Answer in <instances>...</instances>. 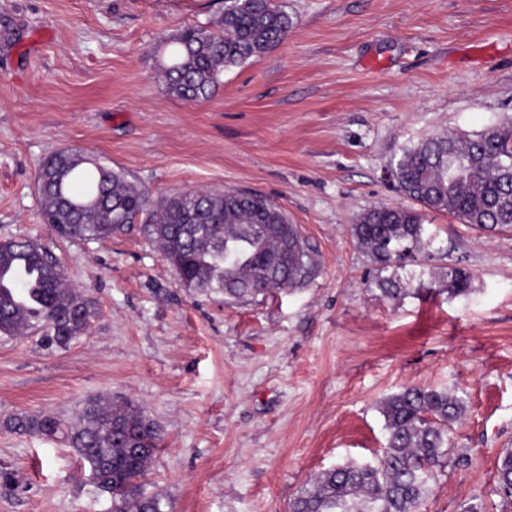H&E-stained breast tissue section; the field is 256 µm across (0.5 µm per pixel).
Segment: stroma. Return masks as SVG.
Segmentation results:
<instances>
[{"mask_svg": "<svg viewBox=\"0 0 512 512\" xmlns=\"http://www.w3.org/2000/svg\"><path fill=\"white\" fill-rule=\"evenodd\" d=\"M277 2L293 20L283 41L190 103L166 91L168 42L224 0H0V239L42 243L91 312L64 350L0 337V471L18 485L0 487V512L112 505L65 442L9 430L18 414L132 403L163 436L145 493L173 512H288L322 471L381 452L379 404L407 385L465 404L419 512H512L496 491L512 448V231L427 213L441 252L394 297L377 283L399 271L352 231L374 206H409L390 175L403 147L512 119V0ZM64 149L155 200L201 187L269 197L318 269L240 303L181 287L143 228L60 239L37 177ZM451 264L472 275L452 299L436 286Z\"/></svg>", "mask_w": 512, "mask_h": 512, "instance_id": "1", "label": "stroma"}]
</instances>
